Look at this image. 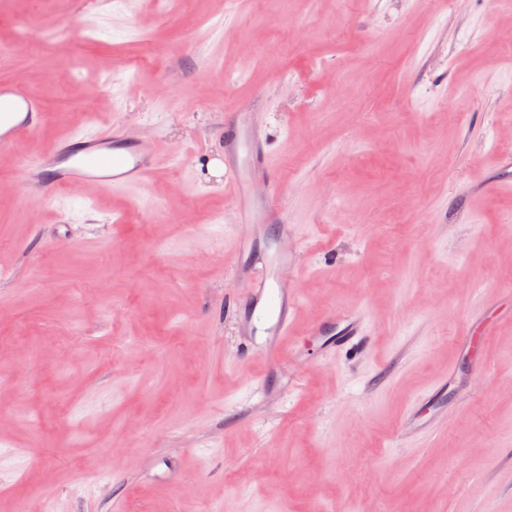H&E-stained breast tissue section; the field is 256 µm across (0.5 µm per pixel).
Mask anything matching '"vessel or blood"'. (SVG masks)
Segmentation results:
<instances>
[{"label": "vessel or blood", "instance_id": "1", "mask_svg": "<svg viewBox=\"0 0 512 512\" xmlns=\"http://www.w3.org/2000/svg\"><path fill=\"white\" fill-rule=\"evenodd\" d=\"M46 114L41 102L19 84L0 81V142L11 143L41 129ZM224 158L229 187L236 206V221L247 234L234 243L236 267L243 283L240 293L225 296L224 304L234 310L243 335H254L264 325L262 344H248L257 357L275 363L288 356V336L297 306L296 295L288 291V255L269 250L256 237L261 224L277 229L278 240H287L291 229L277 200L282 191L276 176L278 164L267 140L251 113L233 108L224 111V126L216 134ZM162 148L115 128L91 137L71 134L20 170L25 190L49 199L62 187L93 186L104 192L133 186L147 187L158 167ZM363 312L329 314L313 327L327 333L341 325L342 339L360 335Z\"/></svg>", "mask_w": 512, "mask_h": 512}]
</instances>
